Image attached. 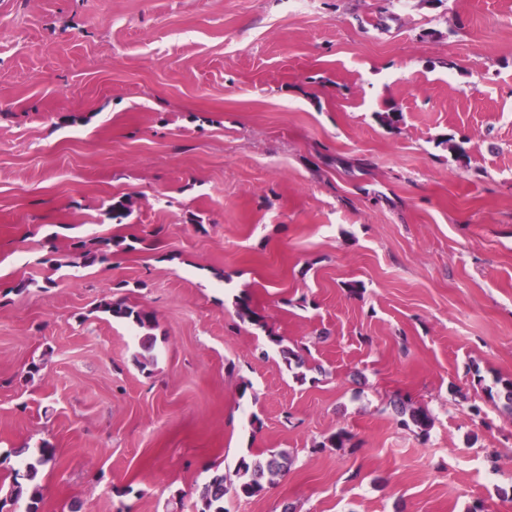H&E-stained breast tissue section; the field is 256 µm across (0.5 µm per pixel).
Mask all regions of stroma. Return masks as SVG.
<instances>
[{"instance_id":"obj_1","label":"stroma","mask_w":512,"mask_h":512,"mask_svg":"<svg viewBox=\"0 0 512 512\" xmlns=\"http://www.w3.org/2000/svg\"><path fill=\"white\" fill-rule=\"evenodd\" d=\"M117 297L155 314L147 367ZM499 379L512 0H0V451L56 448L40 512H194L271 449L228 512H512ZM81 243L76 246L77 249L80 250L79 257L83 260L84 264H95L98 263H104L108 260V255L110 253V249L113 247L116 248H122L124 244V240L122 239H116L112 242H105L103 244L102 248L99 249H87L86 244L82 241L78 242ZM236 316L242 323H249L256 326L258 329L264 331L268 341L278 348L280 355L288 370L293 371L295 368H302L306 364L304 352H307L306 347L294 345L290 347L284 345V339L276 335L272 329L268 328L264 316L253 306L251 298L242 294L237 296L235 301ZM268 328V329H267ZM394 410L398 416V423L411 429V426L416 429L413 432L417 433L421 438H427L430 429L433 427L434 418L427 411L422 410L420 407H415L410 400L398 398L391 401ZM292 461L283 451L269 450L266 456H241L234 468L237 482L230 474L213 471L195 503L196 512H227L224 497L232 492L237 497L251 498L265 490V483L290 470Z\"/></svg>"}]
</instances>
